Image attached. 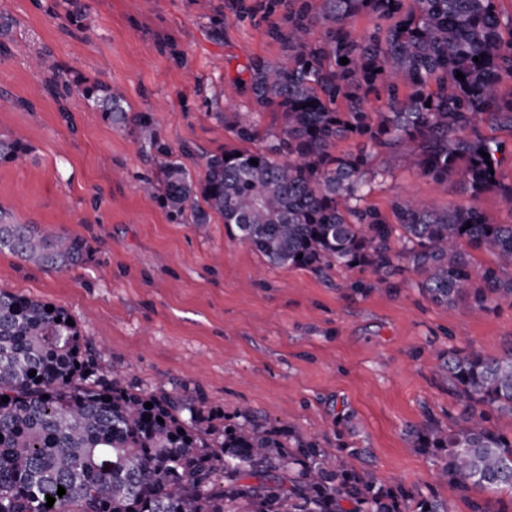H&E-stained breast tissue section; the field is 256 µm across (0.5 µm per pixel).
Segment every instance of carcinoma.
<instances>
[{
	"mask_svg": "<svg viewBox=\"0 0 512 512\" xmlns=\"http://www.w3.org/2000/svg\"><path fill=\"white\" fill-rule=\"evenodd\" d=\"M283 2L269 35L288 52L245 68L253 111L216 113L235 139L262 145L207 156L197 179L171 160L152 114L130 111L119 89L55 68L49 83L58 94L77 91L138 139L158 169L141 190L161 198L173 221L201 230L217 215L276 267L368 269L369 292L390 291L388 275L402 265L439 306L481 314L512 304V221L492 224L473 203L497 192L512 213V184L499 178L512 143L481 130L512 131V13L499 0ZM360 15L370 27L355 37L347 26ZM261 112L279 113L280 130L260 133ZM345 140L356 149L336 150ZM383 150L445 189L457 183L469 201L440 209L395 196L384 215L367 203L391 176L370 165ZM28 152L0 136V163ZM2 251L56 272L82 263L87 245L0 210ZM474 251L493 264H477ZM68 318L60 306L0 289V397H9L0 401V512H448L433 495L359 470L355 448L330 452L248 408L225 423L192 396L107 378ZM438 360L457 421L429 419L408 431L407 445L436 459L443 482L510 495L511 506L500 499L495 511L472 498L471 512H512V437L491 425L493 414L512 416V350L451 349Z\"/></svg>",
	"mask_w": 512,
	"mask_h": 512,
	"instance_id": "1",
	"label": "carcinoma"
}]
</instances>
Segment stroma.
I'll return each mask as SVG.
<instances>
[{
	"instance_id": "35a3bbf8",
	"label": "stroma",
	"mask_w": 512,
	"mask_h": 512,
	"mask_svg": "<svg viewBox=\"0 0 512 512\" xmlns=\"http://www.w3.org/2000/svg\"><path fill=\"white\" fill-rule=\"evenodd\" d=\"M71 25L65 0H0V135L25 143L19 163H0V208L22 223L83 239L85 262L47 272L0 253V287L65 308L108 375L138 390L201 397L232 417L250 407L281 430L314 436L333 451L360 449L359 469L383 484L435 494L448 512H470L468 496L439 483L430 456L407 448L408 427L455 422V397L437 377V354L512 348V305L474 316L431 303L406 268L389 293L366 292L371 271L269 266L230 237L220 217L204 230L173 223L140 177L154 168L138 140L112 129L79 94L55 97L50 68L69 79L120 89L133 111L152 113L158 137L201 171L203 157L237 147L217 111L248 112L236 87L252 60L274 61L286 45L269 35L281 4L258 14L225 0H80ZM47 61L33 69L32 57ZM392 176L370 202L395 196L445 208L464 201L397 153H377ZM357 285L347 296L339 283ZM352 428L336 426L342 413Z\"/></svg>"
}]
</instances>
